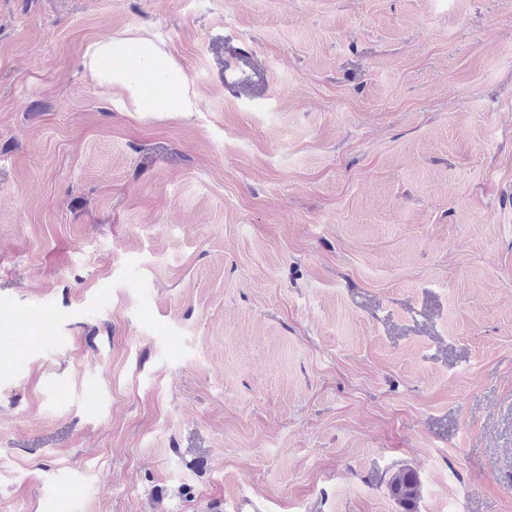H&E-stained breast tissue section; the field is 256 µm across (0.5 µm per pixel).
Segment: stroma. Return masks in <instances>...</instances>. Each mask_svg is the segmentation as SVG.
I'll list each match as a JSON object with an SVG mask.
<instances>
[{
	"mask_svg": "<svg viewBox=\"0 0 512 512\" xmlns=\"http://www.w3.org/2000/svg\"><path fill=\"white\" fill-rule=\"evenodd\" d=\"M135 35L196 112L82 65ZM512 512V0H0V512ZM128 58H135L129 61L132 68L126 64ZM110 59L112 66L105 67L104 62ZM84 66L99 85L124 91L136 112L196 111V95L175 58L147 39L113 36L93 42L86 49ZM145 78L160 85L161 92L142 95ZM390 495L404 512H416L420 496V481L412 470L403 469L393 474L388 481Z\"/></svg>",
	"mask_w": 512,
	"mask_h": 512,
	"instance_id": "stroma-1",
	"label": "stroma"
}]
</instances>
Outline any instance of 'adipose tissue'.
Returning <instances> with one entry per match:
<instances>
[{
    "label": "adipose tissue",
    "mask_w": 512,
    "mask_h": 512,
    "mask_svg": "<svg viewBox=\"0 0 512 512\" xmlns=\"http://www.w3.org/2000/svg\"><path fill=\"white\" fill-rule=\"evenodd\" d=\"M131 58L139 68L128 66ZM84 65L98 84L124 91L135 111L184 114L196 109L197 98L175 58L147 39L113 36L93 42Z\"/></svg>",
    "instance_id": "ef3b65f1"
}]
</instances>
